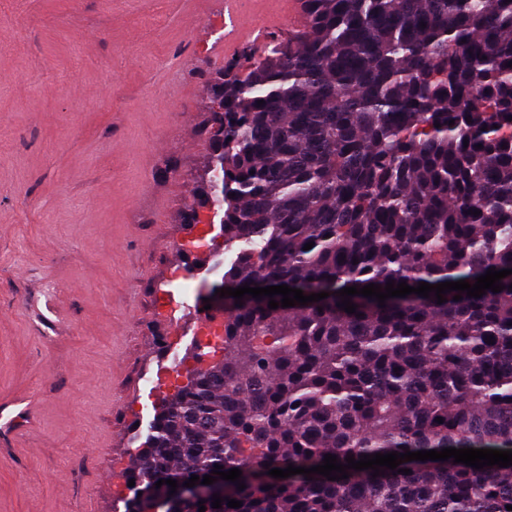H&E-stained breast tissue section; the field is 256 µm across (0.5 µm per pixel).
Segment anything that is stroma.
<instances>
[{
    "label": "stroma",
    "instance_id": "stroma-1",
    "mask_svg": "<svg viewBox=\"0 0 512 512\" xmlns=\"http://www.w3.org/2000/svg\"><path fill=\"white\" fill-rule=\"evenodd\" d=\"M223 15L224 0H0V402L33 410L0 446V512H124L165 379L195 366L203 287L238 252L219 228L182 249Z\"/></svg>",
    "mask_w": 512,
    "mask_h": 512
}]
</instances>
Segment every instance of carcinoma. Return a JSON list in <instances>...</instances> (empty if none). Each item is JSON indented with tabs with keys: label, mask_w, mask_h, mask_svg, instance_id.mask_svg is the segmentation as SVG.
Returning a JSON list of instances; mask_svg holds the SVG:
<instances>
[{
	"label": "carcinoma",
	"mask_w": 512,
	"mask_h": 512,
	"mask_svg": "<svg viewBox=\"0 0 512 512\" xmlns=\"http://www.w3.org/2000/svg\"><path fill=\"white\" fill-rule=\"evenodd\" d=\"M303 4L307 26L269 37L247 72L235 60L212 70L220 177L185 221L223 212L224 242L242 245L224 287L329 297L277 309L279 294L224 297L220 359L198 353L163 401L128 467L142 495L125 512H508L512 466L267 475L327 454L512 450V274L498 293L454 290L441 304L354 295L349 314L337 294L512 269V0ZM217 464L246 488L184 486Z\"/></svg>",
	"instance_id": "obj_1"
}]
</instances>
